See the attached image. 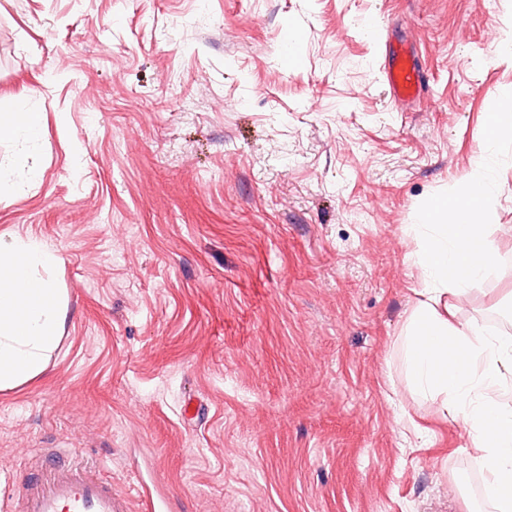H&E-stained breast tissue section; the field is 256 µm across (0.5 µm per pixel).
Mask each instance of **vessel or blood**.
Returning <instances> with one entry per match:
<instances>
[{
	"label": "vessel or blood",
	"instance_id": "vessel-or-blood-1",
	"mask_svg": "<svg viewBox=\"0 0 512 512\" xmlns=\"http://www.w3.org/2000/svg\"><path fill=\"white\" fill-rule=\"evenodd\" d=\"M383 72L396 101L413 100L424 90L421 68L407 43L387 47ZM71 454L68 448L49 450L37 471L16 483L18 512H131L129 499L113 490L111 480L71 463Z\"/></svg>",
	"mask_w": 512,
	"mask_h": 512
}]
</instances>
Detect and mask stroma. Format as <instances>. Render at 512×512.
Segmentation results:
<instances>
[{"label":"stroma","instance_id":"stroma-1","mask_svg":"<svg viewBox=\"0 0 512 512\" xmlns=\"http://www.w3.org/2000/svg\"><path fill=\"white\" fill-rule=\"evenodd\" d=\"M394 37L425 74L407 105ZM20 101L42 128L0 140V237L60 256L66 315L0 391V512L41 448L170 512H497L395 339L411 225L487 169L496 262L455 304L512 335V0H0ZM384 64L385 83L395 101L407 102L421 95L424 90L423 76L414 52L406 42L386 49Z\"/></svg>","mask_w":512,"mask_h":512}]
</instances>
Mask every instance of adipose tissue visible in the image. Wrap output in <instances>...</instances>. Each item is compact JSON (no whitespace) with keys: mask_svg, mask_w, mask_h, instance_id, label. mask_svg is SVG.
Segmentation results:
<instances>
[{"mask_svg":"<svg viewBox=\"0 0 512 512\" xmlns=\"http://www.w3.org/2000/svg\"><path fill=\"white\" fill-rule=\"evenodd\" d=\"M455 205L436 206V223L414 225L425 299L397 339L412 395L470 427L497 512H512V336L460 323L453 300L494 266L484 217L488 179L457 182ZM59 256L37 242L0 238V389L39 375L58 342L64 319L59 291L38 278Z\"/></svg>","mask_w":512,"mask_h":512,"instance_id":"obj_1","label":"adipose tissue"}]
</instances>
